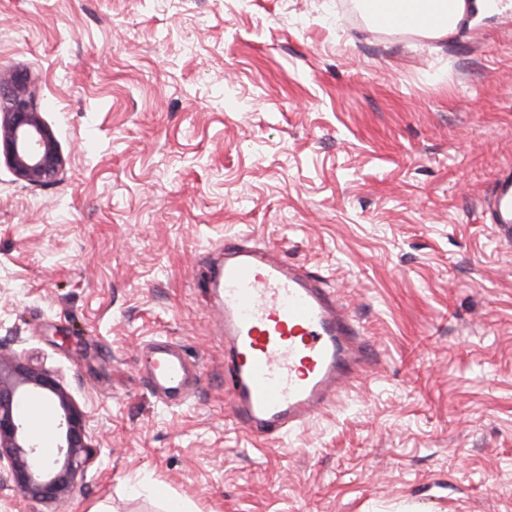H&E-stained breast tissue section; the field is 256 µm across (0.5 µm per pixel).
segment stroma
I'll return each mask as SVG.
<instances>
[{"label":"stroma","mask_w":512,"mask_h":512,"mask_svg":"<svg viewBox=\"0 0 512 512\" xmlns=\"http://www.w3.org/2000/svg\"><path fill=\"white\" fill-rule=\"evenodd\" d=\"M64 165L0 157V344L59 377L97 455L0 512H512V244L480 217L512 162V9L442 44L349 0H0ZM325 276L360 382L257 450L227 415L205 288L225 239ZM202 383L165 404L150 340Z\"/></svg>","instance_id":"1"}]
</instances>
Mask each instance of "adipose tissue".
<instances>
[{
	"label": "adipose tissue",
	"mask_w": 512,
	"mask_h": 512,
	"mask_svg": "<svg viewBox=\"0 0 512 512\" xmlns=\"http://www.w3.org/2000/svg\"><path fill=\"white\" fill-rule=\"evenodd\" d=\"M491 0H367L371 22L402 27L436 41L447 40L459 23L478 18Z\"/></svg>",
	"instance_id": "ef3b65f1"
}]
</instances>
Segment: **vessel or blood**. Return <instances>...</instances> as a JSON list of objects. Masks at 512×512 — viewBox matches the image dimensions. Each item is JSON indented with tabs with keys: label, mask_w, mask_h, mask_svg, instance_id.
Segmentation results:
<instances>
[{
	"label": "vessel or blood",
	"mask_w": 512,
	"mask_h": 512,
	"mask_svg": "<svg viewBox=\"0 0 512 512\" xmlns=\"http://www.w3.org/2000/svg\"><path fill=\"white\" fill-rule=\"evenodd\" d=\"M486 223L512 239V168L497 175ZM227 347L233 423L274 443L333 407L367 364L370 343L324 277L245 237L228 239L208 268ZM151 386L163 399L189 389L178 346L152 342Z\"/></svg>",
	"instance_id": "vessel-or-blood-1"
}]
</instances>
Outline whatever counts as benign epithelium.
<instances>
[{
    "label": "benign epithelium",
    "instance_id": "benign-epithelium-1",
    "mask_svg": "<svg viewBox=\"0 0 512 512\" xmlns=\"http://www.w3.org/2000/svg\"><path fill=\"white\" fill-rule=\"evenodd\" d=\"M10 112L0 138V154L18 179L31 186L48 183L62 166L51 130L21 88L3 91ZM49 399L55 404L53 459L40 460V444L29 431L24 401ZM94 451L88 443L86 417L66 388L51 373L18 359L4 360L0 346V483L25 496L43 500L64 497L84 477Z\"/></svg>",
    "mask_w": 512,
    "mask_h": 512
}]
</instances>
